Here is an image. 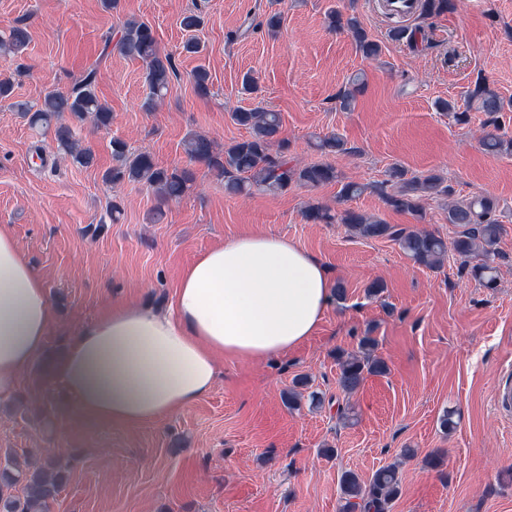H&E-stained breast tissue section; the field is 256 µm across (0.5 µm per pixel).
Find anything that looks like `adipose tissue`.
Returning <instances> with one entry per match:
<instances>
[{
  "mask_svg": "<svg viewBox=\"0 0 512 512\" xmlns=\"http://www.w3.org/2000/svg\"><path fill=\"white\" fill-rule=\"evenodd\" d=\"M322 261L288 238L243 234L201 253L164 313L118 306L83 329L56 369L89 420L150 422L205 397L219 358L261 360L314 334L332 298ZM55 324L45 281L0 228V401Z\"/></svg>",
  "mask_w": 512,
  "mask_h": 512,
  "instance_id": "obj_1",
  "label": "adipose tissue"
}]
</instances>
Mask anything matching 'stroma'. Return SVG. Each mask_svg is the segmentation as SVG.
I'll return each instance as SVG.
<instances>
[{"instance_id": "stroma-1", "label": "stroma", "mask_w": 512, "mask_h": 512, "mask_svg": "<svg viewBox=\"0 0 512 512\" xmlns=\"http://www.w3.org/2000/svg\"><path fill=\"white\" fill-rule=\"evenodd\" d=\"M332 6L353 8L381 46L378 59L329 29ZM191 11L205 18L198 54L183 49L180 20ZM274 12L282 21L271 34L260 23ZM129 18L149 23L176 65L169 94L152 112L141 107L142 62L100 56L102 35ZM20 20L27 49L0 55V77L14 78L13 100L35 105L47 90L69 91L95 65L98 94L112 109L108 129L79 130L96 154L83 167L0 103V225L47 283L56 319L14 396L0 403V453L74 456L53 512H341L343 472L367 482L393 463L400 494L389 512H512V416L494 405L498 382L512 371V155L483 149L484 113L470 111L460 124L435 107L465 106L480 76L512 101V0H455L453 11L432 19H403L410 42L391 39L395 20L382 0H119L113 11L103 0H0V35ZM199 66L212 82L205 99L194 92ZM249 70L260 85L252 96L241 92ZM357 74L365 92L353 111H341L336 96ZM256 106L280 113L282 136L300 161L324 158L316 138L341 136L348 153L324 159L343 180L369 186L397 163L440 172L455 198H496L503 228L496 288L483 287L456 255L430 270L393 241L356 238L343 224L303 216L320 202L337 215L360 210L452 239L446 210L431 200L417 219L369 190L339 200L334 183L231 197L199 165L195 186L162 206L144 185L103 179L113 164L111 138L149 152L159 166L184 167L189 133L220 144L243 138L246 129L230 115ZM250 232L288 237L343 283L345 298L331 300L315 334L285 355L224 360L207 396L160 420L132 427L88 420L54 380L76 335L115 306L168 310L200 253ZM375 280L385 288L367 297ZM365 336L376 339L390 372L368 376L348 395L337 355L357 350ZM301 375L319 400L291 410L283 395ZM431 453L442 456L440 469L426 466Z\"/></svg>"}]
</instances>
